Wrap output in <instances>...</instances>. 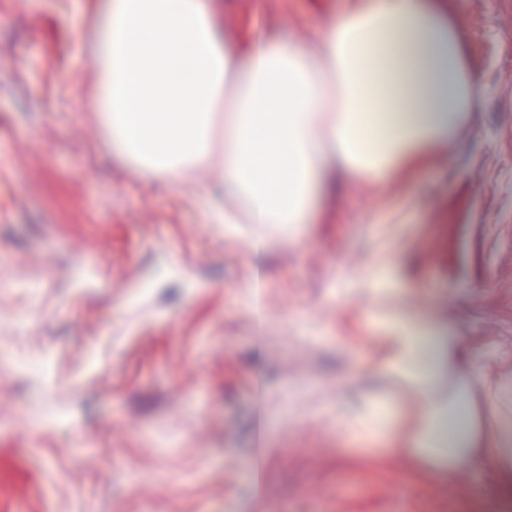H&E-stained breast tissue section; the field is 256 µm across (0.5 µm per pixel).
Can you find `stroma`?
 Wrapping results in <instances>:
<instances>
[{"label":"stroma","instance_id":"1","mask_svg":"<svg viewBox=\"0 0 512 512\" xmlns=\"http://www.w3.org/2000/svg\"><path fill=\"white\" fill-rule=\"evenodd\" d=\"M300 42L341 0H269ZM101 0H0V512H404L403 448L466 387L512 442V0H464L481 112L448 160L359 180L315 224H212L215 168L165 187L113 155L81 39ZM262 234L265 286L249 244ZM451 326L472 378L431 381L401 322ZM426 512H512L488 474Z\"/></svg>","mask_w":512,"mask_h":512}]
</instances>
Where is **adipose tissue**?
I'll use <instances>...</instances> for the list:
<instances>
[{"instance_id": "obj_1", "label": "adipose tissue", "mask_w": 512, "mask_h": 512, "mask_svg": "<svg viewBox=\"0 0 512 512\" xmlns=\"http://www.w3.org/2000/svg\"><path fill=\"white\" fill-rule=\"evenodd\" d=\"M215 4L105 0L93 21L101 82L83 103L122 160L168 185L221 159L211 223H314L350 180L382 184L446 157L481 107L461 0H344L304 46L278 36L265 0L233 37ZM405 329L429 377L469 372L455 335ZM469 406L466 390L449 398L462 424L446 448L419 432L389 460L427 452L442 477L491 473L511 488L512 448L485 446Z\"/></svg>"}]
</instances>
